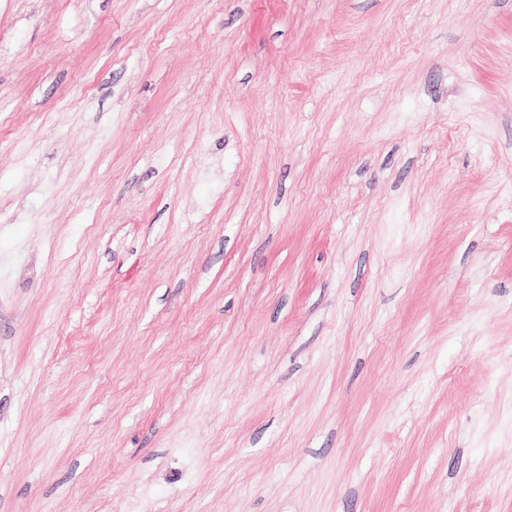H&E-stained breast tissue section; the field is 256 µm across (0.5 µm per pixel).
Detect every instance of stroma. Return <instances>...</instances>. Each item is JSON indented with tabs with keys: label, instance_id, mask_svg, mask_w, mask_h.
Masks as SVG:
<instances>
[{
	"label": "stroma",
	"instance_id": "obj_1",
	"mask_svg": "<svg viewBox=\"0 0 512 512\" xmlns=\"http://www.w3.org/2000/svg\"><path fill=\"white\" fill-rule=\"evenodd\" d=\"M0 512H512V0H0Z\"/></svg>",
	"mask_w": 512,
	"mask_h": 512
}]
</instances>
